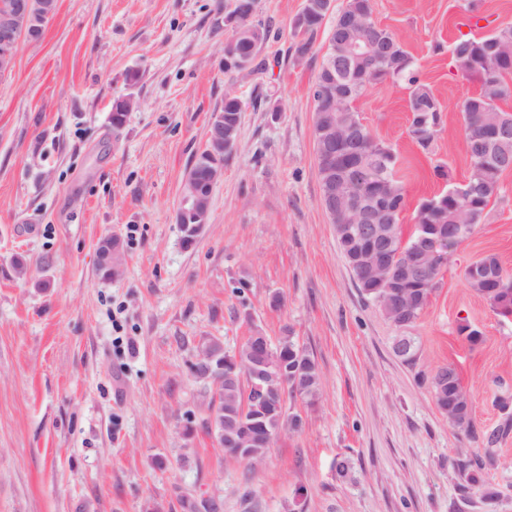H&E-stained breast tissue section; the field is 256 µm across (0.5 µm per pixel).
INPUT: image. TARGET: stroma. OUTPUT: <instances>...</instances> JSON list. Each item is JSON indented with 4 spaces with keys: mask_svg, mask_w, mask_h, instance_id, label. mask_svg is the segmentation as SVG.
<instances>
[{
    "mask_svg": "<svg viewBox=\"0 0 512 512\" xmlns=\"http://www.w3.org/2000/svg\"><path fill=\"white\" fill-rule=\"evenodd\" d=\"M467 5L374 0L376 22L444 109L427 154L409 135L403 83L357 102L396 154L407 235L419 203L470 172L461 104L480 83L452 44L512 24V0ZM302 6L258 0L257 65L228 74L222 0H57L39 42L21 43L0 77V512H144L149 502L183 512L182 496L201 494L223 512H512V434L484 473L497 496L465 488L456 461L480 444L449 427L418 379L454 366L477 428L512 419V318L463 278L487 254L512 272V172L404 331L416 343L405 362L394 350L404 332L361 297L321 206L311 89L327 32L295 60ZM229 93L241 106L237 144L188 245L176 221L183 179ZM123 97L135 105L116 129ZM440 161L451 181L435 176ZM110 233L125 263L105 278L96 248ZM463 322L478 345L459 334ZM256 330L294 337L323 388L312 406L291 402L301 427L253 466L225 458L207 433L190 366L202 340L231 351Z\"/></svg>",
    "mask_w": 512,
    "mask_h": 512,
    "instance_id": "stroma-1",
    "label": "stroma"
}]
</instances>
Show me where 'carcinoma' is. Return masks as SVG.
<instances>
[{
  "mask_svg": "<svg viewBox=\"0 0 512 512\" xmlns=\"http://www.w3.org/2000/svg\"><path fill=\"white\" fill-rule=\"evenodd\" d=\"M349 7L363 11V25L353 30V37L359 39L368 35L374 39H383L390 45V52L371 64L373 74L371 79L363 83L359 80L354 66L333 61V50H328L323 56L321 65L312 86L314 108H319L322 98V89L327 83L334 81L336 87L344 88L350 95V100L360 99L367 91L390 79L402 82L409 90L408 107L411 113L409 133L415 143L425 152L431 148L437 138L442 124V106L435 97L428 84L424 83L416 71L413 60L404 48L402 42L389 30L379 26L373 19V0H345L342 6L331 11V28H336L342 21V12ZM325 19L312 17L302 27L295 25L291 29V49L293 55L304 58L312 54L315 45V36ZM246 25L252 27L259 36L254 43H243L242 50L249 61H254L260 44L267 38L265 30L255 24L254 16H249ZM453 57H464L465 62L459 68L470 75H475L480 81L478 94L464 100L461 109L464 114L476 116V123L464 119V138L476 132V128H495L504 124L512 126V113L501 110L489 102V99L498 100L512 97V83L505 80L512 76V24L497 28L493 33L475 38L462 36L458 38L452 48ZM365 147L364 152L355 155L357 164L374 168L377 175L392 178L398 203L390 214L389 223L400 224L401 214L405 207L406 193L403 185L394 178L396 155L391 146L379 140L371 133L368 127H363ZM470 172L467 180L471 184L470 194L457 200L453 208L440 205L441 199L446 197L447 191H442L434 198L423 202L416 211V224L409 238L398 237L390 251V261L398 265L410 254L418 238L428 234V230L459 224L460 233L457 238L440 247L438 256L430 259L432 267L431 276L423 280H415L410 285L421 289L424 295L433 293L441 282V266L443 253L456 249L474 231L475 227L483 223L486 209L490 202L498 197L503 189L502 176L512 166V134L496 139L492 145V157L482 154H468ZM209 156L199 153L191 166L192 171L198 175L204 193H212L207 178ZM486 269H495L505 275L509 288L500 293H493L484 288L476 280L465 278L467 286L491 307L495 308L505 304L512 308V273L506 271L494 254H488L475 261ZM356 285L362 296L368 302L379 304V298L384 292L385 284L368 281L356 277ZM210 350L216 354L218 362L226 363V357H231L229 365L234 368L233 377L215 380L204 387L205 392L211 394L208 410H216V416L226 417L231 413L244 415L243 424L249 430L266 439L288 424L286 403L291 399H301L313 404L322 390V376L314 359L307 353L297 354L298 344L290 336H284L278 345L271 346L273 362L286 367L292 365L296 356H301L308 366L304 377L295 383L288 382L286 388L272 395L264 405L262 411L251 410V380L250 365L252 352L248 343H243L238 350L226 354L224 342L218 337L208 339ZM421 381L428 384L433 400L441 413L446 414L452 406L456 393H466L457 370L452 367H442L435 373L426 376L418 374ZM499 434L494 432L485 439L483 452L475 453L458 462L460 472L466 475L472 484L479 483L480 474L493 460L494 445ZM185 512H220L221 505L214 500H199L185 498L182 502Z\"/></svg>",
  "mask_w": 512,
  "mask_h": 512,
  "instance_id": "cac0c4a2",
  "label": "carcinoma"
}]
</instances>
